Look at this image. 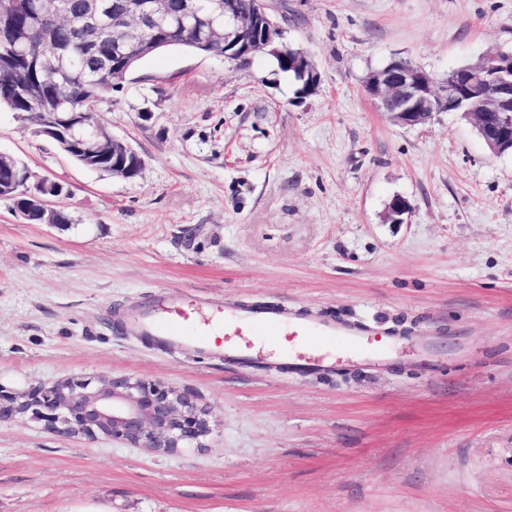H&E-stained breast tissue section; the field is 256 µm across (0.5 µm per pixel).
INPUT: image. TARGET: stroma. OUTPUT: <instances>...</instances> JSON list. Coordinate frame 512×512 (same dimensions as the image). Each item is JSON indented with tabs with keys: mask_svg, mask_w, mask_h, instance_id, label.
Here are the masks:
<instances>
[{
	"mask_svg": "<svg viewBox=\"0 0 512 512\" xmlns=\"http://www.w3.org/2000/svg\"><path fill=\"white\" fill-rule=\"evenodd\" d=\"M268 3L318 91L264 57H148L99 114L135 180L0 109V154L71 192L63 224L0 200V386L143 379L209 422L170 452L1 422L0 512H512V156L455 112L399 126L363 88L394 57L441 78L512 51V0ZM162 295L371 335L311 373L170 350L130 329Z\"/></svg>",
	"mask_w": 512,
	"mask_h": 512,
	"instance_id": "1",
	"label": "stroma"
}]
</instances>
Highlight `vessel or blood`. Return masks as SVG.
Masks as SVG:
<instances>
[{"mask_svg":"<svg viewBox=\"0 0 512 512\" xmlns=\"http://www.w3.org/2000/svg\"><path fill=\"white\" fill-rule=\"evenodd\" d=\"M194 314L183 305L158 301L157 308L142 321L140 335L160 344L187 346L197 351H209L217 343L207 329L193 327ZM286 323L288 333L297 344L289 351L288 359L300 370L318 371L332 365L329 352L336 348L359 349L363 344L362 328L331 319L307 315H286L284 310L257 308L227 315L223 319L228 336H260L267 325Z\"/></svg>","mask_w":512,"mask_h":512,"instance_id":"1","label":"vessel or blood"}]
</instances>
